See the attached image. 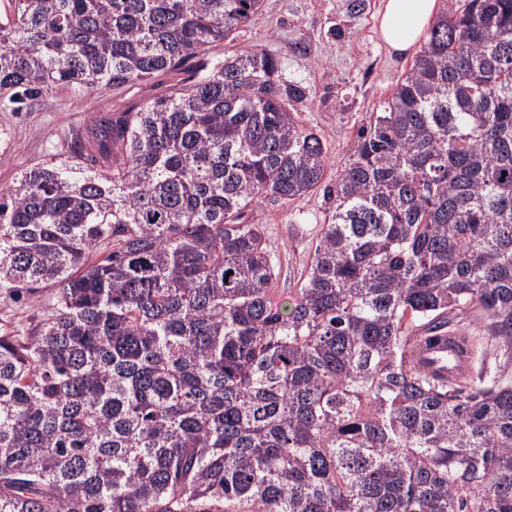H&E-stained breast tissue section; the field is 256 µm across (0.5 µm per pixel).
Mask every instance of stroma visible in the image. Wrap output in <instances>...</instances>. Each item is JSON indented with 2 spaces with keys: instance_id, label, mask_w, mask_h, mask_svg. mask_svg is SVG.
Masks as SVG:
<instances>
[{
  "instance_id": "stroma-1",
  "label": "stroma",
  "mask_w": 512,
  "mask_h": 512,
  "mask_svg": "<svg viewBox=\"0 0 512 512\" xmlns=\"http://www.w3.org/2000/svg\"><path fill=\"white\" fill-rule=\"evenodd\" d=\"M382 0H367L362 14L347 11L346 0H263L261 11L226 41L177 70L155 74L140 84L102 86L83 96L58 88L47 98L26 103L22 111H0V189L20 174L59 154L67 137L84 132L95 118L170 93L199 78L206 60L234 52L264 50L275 56L284 78L300 82L307 99L301 105L306 127L326 139L328 177H335L352 151L357 133L389 96L409 67L390 56L376 33ZM330 204L322 192L292 201L265 199L253 213L275 260L276 293H294L314 250ZM54 290L36 295L0 294V328L29 321L35 310H48Z\"/></svg>"
}]
</instances>
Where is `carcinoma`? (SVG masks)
Returning a JSON list of instances; mask_svg holds the SVG:
<instances>
[{
  "label": "carcinoma",
  "instance_id": "cac0c4a2",
  "mask_svg": "<svg viewBox=\"0 0 512 512\" xmlns=\"http://www.w3.org/2000/svg\"><path fill=\"white\" fill-rule=\"evenodd\" d=\"M263 0H9L0 105L175 70ZM264 51L0 190V512H512V0H446L335 182ZM332 202L292 301L262 199ZM477 321L504 362L411 348ZM54 292L55 288H39L36 292V299L38 300L36 304L28 294L15 296L5 291L2 292L0 294V328L10 329L20 322H28L34 311L37 313V310H34L37 307L47 312L52 303ZM464 337L463 334L444 336L431 346L422 343L414 348L413 355L421 366L447 379L448 376L468 374L472 370L473 358ZM449 365L452 367L450 370Z\"/></svg>",
  "mask_w": 512,
  "mask_h": 512
}]
</instances>
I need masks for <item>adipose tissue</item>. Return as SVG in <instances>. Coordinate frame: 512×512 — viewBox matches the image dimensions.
I'll use <instances>...</instances> for the list:
<instances>
[{
  "label": "adipose tissue",
  "mask_w": 512,
  "mask_h": 512,
  "mask_svg": "<svg viewBox=\"0 0 512 512\" xmlns=\"http://www.w3.org/2000/svg\"><path fill=\"white\" fill-rule=\"evenodd\" d=\"M437 11V0H383L377 22L387 52L398 57L416 53Z\"/></svg>",
  "instance_id": "adipose-tissue-1"
}]
</instances>
